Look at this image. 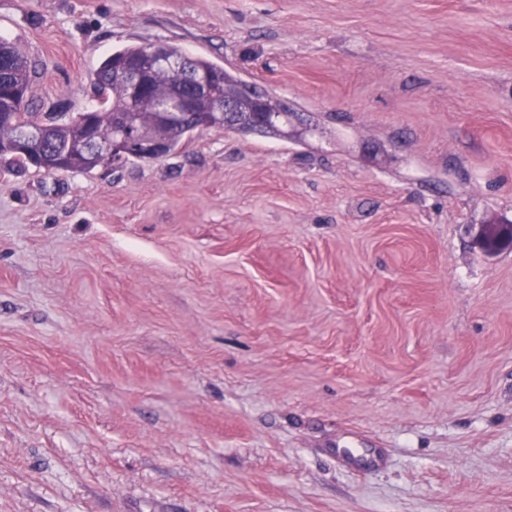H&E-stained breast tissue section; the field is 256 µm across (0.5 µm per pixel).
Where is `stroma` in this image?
Returning a JSON list of instances; mask_svg holds the SVG:
<instances>
[{
    "label": "stroma",
    "mask_w": 512,
    "mask_h": 512,
    "mask_svg": "<svg viewBox=\"0 0 512 512\" xmlns=\"http://www.w3.org/2000/svg\"><path fill=\"white\" fill-rule=\"evenodd\" d=\"M33 111L167 41L288 104L0 162V512H512V0H0ZM382 451L379 470L347 465ZM485 250L497 252L512 244L511 224H488L477 235Z\"/></svg>",
    "instance_id": "stroma-1"
}]
</instances>
